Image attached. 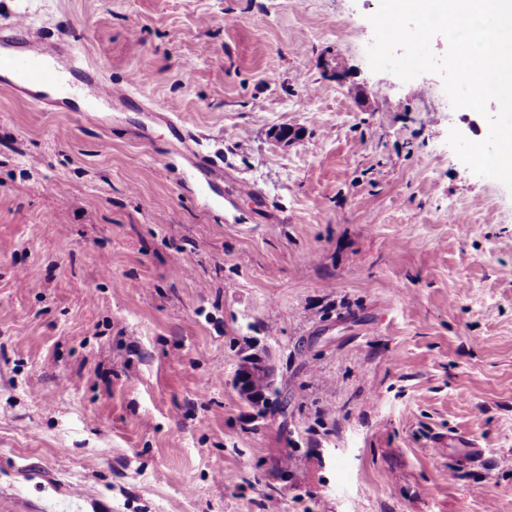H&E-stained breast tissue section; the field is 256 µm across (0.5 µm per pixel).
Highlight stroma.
Wrapping results in <instances>:
<instances>
[{
    "label": "stroma",
    "instance_id": "1",
    "mask_svg": "<svg viewBox=\"0 0 512 512\" xmlns=\"http://www.w3.org/2000/svg\"><path fill=\"white\" fill-rule=\"evenodd\" d=\"M378 6L0 0L136 91L88 120L0 84V512H512V193L440 75L371 71ZM254 352L242 355L232 377V384L240 398L257 409L268 407L281 397L275 369L267 349L253 348ZM280 392V395L276 391ZM448 452H452L451 459L464 468L487 461L486 453L480 445L462 435L448 434Z\"/></svg>",
    "mask_w": 512,
    "mask_h": 512
}]
</instances>
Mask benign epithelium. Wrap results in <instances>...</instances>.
Wrapping results in <instances>:
<instances>
[{"label": "benign epithelium", "instance_id": "benign-epithelium-1", "mask_svg": "<svg viewBox=\"0 0 512 512\" xmlns=\"http://www.w3.org/2000/svg\"><path fill=\"white\" fill-rule=\"evenodd\" d=\"M240 398L248 405L262 409L280 398L275 369L267 349H256L242 355L232 377Z\"/></svg>", "mask_w": 512, "mask_h": 512}]
</instances>
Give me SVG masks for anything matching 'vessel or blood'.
Listing matches in <instances>:
<instances>
[{
    "mask_svg": "<svg viewBox=\"0 0 512 512\" xmlns=\"http://www.w3.org/2000/svg\"><path fill=\"white\" fill-rule=\"evenodd\" d=\"M32 31L29 22L18 15L0 18V73H8L10 90L25 95L38 107L67 108L70 100L76 97V78L91 77V66L81 61L82 51L78 43L64 36L43 39L40 48L27 51L23 45L30 41ZM67 60L74 82L64 81L56 69V60ZM131 91L123 86L104 80H96L93 97L87 100L81 112L92 116L101 105L114 101H127ZM448 450L458 466L469 467L486 462L485 451L475 441L462 435L448 438Z\"/></svg>",
    "mask_w": 512,
    "mask_h": 512,
    "instance_id": "1",
    "label": "vessel or blood"
}]
</instances>
